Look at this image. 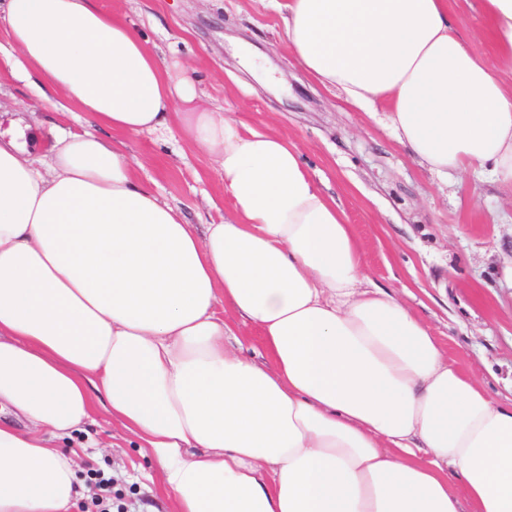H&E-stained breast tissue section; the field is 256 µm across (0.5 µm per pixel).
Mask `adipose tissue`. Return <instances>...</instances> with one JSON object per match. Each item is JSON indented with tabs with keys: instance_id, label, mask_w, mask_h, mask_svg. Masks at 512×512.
<instances>
[{
	"instance_id": "ef3b65f1",
	"label": "adipose tissue",
	"mask_w": 512,
	"mask_h": 512,
	"mask_svg": "<svg viewBox=\"0 0 512 512\" xmlns=\"http://www.w3.org/2000/svg\"><path fill=\"white\" fill-rule=\"evenodd\" d=\"M480 8L498 72L448 0H289L284 26L308 74L387 107L431 172L512 189V0ZM0 23L17 49L0 76L92 124L43 171L0 136V512H70L65 441L100 412L155 458L174 512H512V403L368 282L296 145L203 108L188 71L95 0H0ZM171 126L232 202L201 236L123 148ZM220 305L259 327L267 364L227 345Z\"/></svg>"
}]
</instances>
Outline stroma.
<instances>
[{"instance_id":"obj_1","label":"stroma","mask_w":512,"mask_h":512,"mask_svg":"<svg viewBox=\"0 0 512 512\" xmlns=\"http://www.w3.org/2000/svg\"><path fill=\"white\" fill-rule=\"evenodd\" d=\"M287 0H99L118 9L160 59L190 69L202 103L296 144L304 165L335 198L359 237L365 273L408 304L448 359L490 397L512 400V196L491 175L441 180L399 144L387 113L368 115L302 70L286 41ZM459 30L491 68L479 0H449ZM260 56L273 81L237 53ZM60 95L38 96L21 78L0 83V131H24L26 150L44 167L56 139L86 129L83 113ZM142 183L183 210L196 233L221 222L231 204L216 164L174 128L125 141ZM86 453L81 479L112 478V500L135 512H172L156 491L158 469L120 426L97 417L75 433Z\"/></svg>"}]
</instances>
